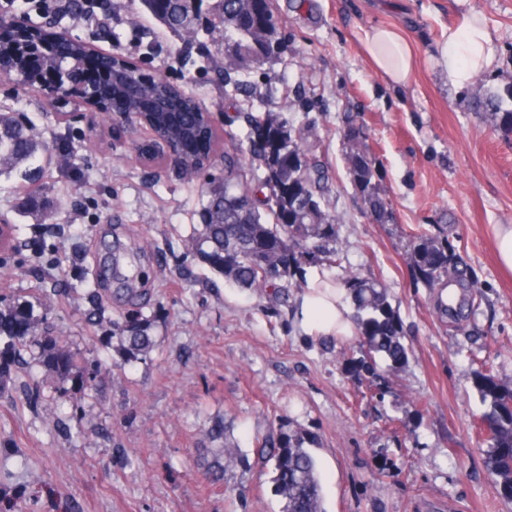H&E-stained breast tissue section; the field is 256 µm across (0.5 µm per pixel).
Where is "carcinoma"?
I'll use <instances>...</instances> for the list:
<instances>
[{
  "mask_svg": "<svg viewBox=\"0 0 512 512\" xmlns=\"http://www.w3.org/2000/svg\"><path fill=\"white\" fill-rule=\"evenodd\" d=\"M244 0H216L206 19L205 34L230 30ZM257 18L268 14L271 34L264 38L245 29L237 36L234 51L261 66L282 54L277 40V20L269 0H255ZM143 10L179 39H184V20L175 0H140ZM57 52L25 59L17 55L12 42L0 38V77L14 70L29 69L35 74L52 66ZM224 83L227 97L250 96L248 85L236 71L214 65ZM139 68L125 59L118 78L108 76L99 87L103 112L112 109L135 111L162 105L176 131L195 141L200 131L206 136L202 150L195 152L200 170L190 176L202 180L204 199L199 212L200 230L189 239V247L208 269L240 288L264 294L265 289L284 282L292 285L304 266L337 257L335 217L323 206L328 178L322 161L309 149L303 134L277 122L269 112H262L254 100L244 102L247 129L224 149V174L209 172L211 147L224 141V130L208 124L206 111L191 96L173 85L156 84L140 99L122 94L123 87L138 82ZM474 101L481 110L491 111L500 125L512 132V92L508 98L478 87ZM346 138L353 144L347 156V169L360 193L368 214L377 222H390L388 203L376 181L377 169L367 149L361 147L359 129L351 127ZM56 166H68L66 156L54 153L13 112H0V172L7 169L27 185L33 184L31 172L40 173ZM409 260L420 279L429 288H444L451 282L463 291L478 287V279L467 272L448 237L419 234L410 243ZM344 288L350 293L357 311V328L363 352L362 366L371 375L378 361L401 365L408 359L409 348L402 341V329L396 311L385 290L368 278L349 275ZM119 340L127 351L137 356L153 347L146 334L144 318L138 313L125 316L119 326ZM8 338L5 350L10 361L21 368L27 354L41 352V364L60 381H75L94 388L100 373L95 358L80 357L61 345V337L52 332L35 334L31 330L30 304L19 303L6 316L0 315V337ZM484 410L478 425L487 443L488 466L497 477L499 488L512 495V387L503 385L492 373L478 372L474 382ZM310 436L294 430L280 433L275 446L256 449L262 464L271 466L276 492L282 500L281 512H326L318 464L309 449ZM237 462L236 454L224 447L209 462L212 480L224 481V473Z\"/></svg>",
  "mask_w": 512,
  "mask_h": 512,
  "instance_id": "obj_1",
  "label": "carcinoma"
}]
</instances>
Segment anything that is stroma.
<instances>
[{
  "mask_svg": "<svg viewBox=\"0 0 512 512\" xmlns=\"http://www.w3.org/2000/svg\"><path fill=\"white\" fill-rule=\"evenodd\" d=\"M288 50L261 68L242 65L254 101L294 128L325 164V203L336 218L341 261L325 272L378 280L388 290L411 352L378 383L359 371L361 352L313 338L294 317L299 287L263 297L216 276L188 250L198 222L197 185L135 162L112 125L56 124L38 92L0 80V110L24 113L39 137L66 146L73 165L42 181L46 214L27 213L25 193L0 175V216L15 219L16 251L0 290L32 298V323L52 322L72 350L102 365L96 388H71L30 352L8 370L0 393V500L14 512H280L258 441L281 425L312 432L326 512H512L499 492L486 445L473 426L480 409L476 362L512 385V271L497 260L495 227L512 225V133L476 111L432 60L449 24L481 13L497 66L479 75L491 92L512 89V0H272ZM48 24L108 51L120 46L218 114L225 132L244 123L224 85L202 72L150 17L113 0L111 14L66 11ZM405 27L421 65L403 87L378 75L363 52L364 28ZM376 161L381 194L395 221L373 222L346 168L348 125ZM447 235L484 286L466 332L436 309L437 290L418 280L407 257L418 232ZM120 235L136 253V303L155 346L129 357L112 325L128 309L103 287L102 247ZM385 387L377 398V387ZM224 422L241 454L223 483L210 484L203 458L209 429Z\"/></svg>",
  "mask_w": 512,
  "mask_h": 512,
  "instance_id": "1",
  "label": "stroma"
}]
</instances>
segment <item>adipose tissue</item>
<instances>
[{"instance_id":"1","label":"adipose tissue","mask_w":512,"mask_h":512,"mask_svg":"<svg viewBox=\"0 0 512 512\" xmlns=\"http://www.w3.org/2000/svg\"><path fill=\"white\" fill-rule=\"evenodd\" d=\"M494 37L475 15L468 14L448 28L434 58L436 69L447 76L454 89L471 85L481 70L495 61ZM363 46L373 68L387 81L407 85L419 64V52L402 30L392 25L367 29ZM343 289L333 287L319 270H310L307 285L296 299L295 316L305 334L350 338L355 326Z\"/></svg>"}]
</instances>
